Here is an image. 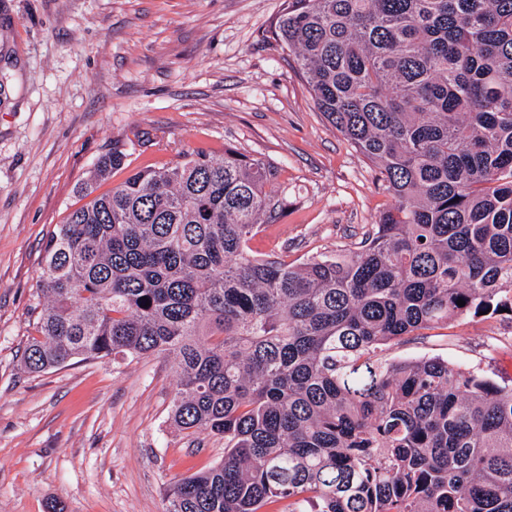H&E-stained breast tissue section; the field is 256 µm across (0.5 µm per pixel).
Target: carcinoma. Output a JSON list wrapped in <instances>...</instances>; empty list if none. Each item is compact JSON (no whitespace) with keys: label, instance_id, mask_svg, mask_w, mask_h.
Listing matches in <instances>:
<instances>
[{"label":"carcinoma","instance_id":"1","mask_svg":"<svg viewBox=\"0 0 512 512\" xmlns=\"http://www.w3.org/2000/svg\"><path fill=\"white\" fill-rule=\"evenodd\" d=\"M271 34L394 204L358 250L293 266L249 253L288 209L262 159L132 169L114 143L46 244L24 368L173 358L171 424L224 459L166 512H512V386L372 360L512 311V0H284Z\"/></svg>","mask_w":512,"mask_h":512}]
</instances>
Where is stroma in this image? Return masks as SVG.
Returning <instances> with one entry per match:
<instances>
[{
  "mask_svg": "<svg viewBox=\"0 0 512 512\" xmlns=\"http://www.w3.org/2000/svg\"><path fill=\"white\" fill-rule=\"evenodd\" d=\"M283 2L0 0V512H165L171 481L224 456L220 437L171 425V358L21 363L45 306L47 239L113 143L134 168L228 146L269 162L288 209L250 247L293 265L356 250L391 205L270 39ZM377 356L507 384L512 313L463 314Z\"/></svg>",
  "mask_w": 512,
  "mask_h": 512,
  "instance_id": "1",
  "label": "stroma"
}]
</instances>
